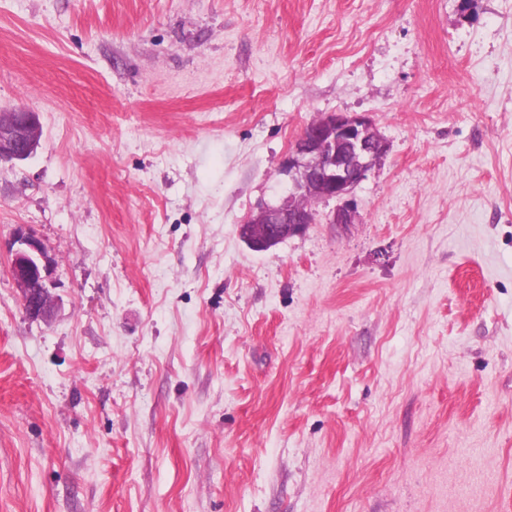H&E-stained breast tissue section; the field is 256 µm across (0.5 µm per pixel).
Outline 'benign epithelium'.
<instances>
[{
  "mask_svg": "<svg viewBox=\"0 0 512 512\" xmlns=\"http://www.w3.org/2000/svg\"><path fill=\"white\" fill-rule=\"evenodd\" d=\"M42 127L34 112L0 110V160L24 161L40 145ZM388 153L365 112H327L299 136L280 163L288 176V202L261 207L247 221L244 240L257 252L300 236L313 223L310 206L336 199L331 223H359L355 190L376 170ZM11 275L24 310L32 320L51 317L56 300L50 292L53 268L47 248L35 237L18 231L11 244Z\"/></svg>",
  "mask_w": 512,
  "mask_h": 512,
  "instance_id": "1",
  "label": "benign epithelium"
}]
</instances>
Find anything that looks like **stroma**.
Here are the masks:
<instances>
[{
	"label": "stroma",
	"instance_id": "stroma-1",
	"mask_svg": "<svg viewBox=\"0 0 512 512\" xmlns=\"http://www.w3.org/2000/svg\"><path fill=\"white\" fill-rule=\"evenodd\" d=\"M1 108L0 512H512V0H0ZM325 112L359 223L251 250ZM42 127L34 112L0 110V160L24 161L40 145ZM9 250L11 275L27 316L32 320L46 321L56 306L48 287L53 268L47 248L40 240L20 230Z\"/></svg>",
	"mask_w": 512,
	"mask_h": 512
}]
</instances>
